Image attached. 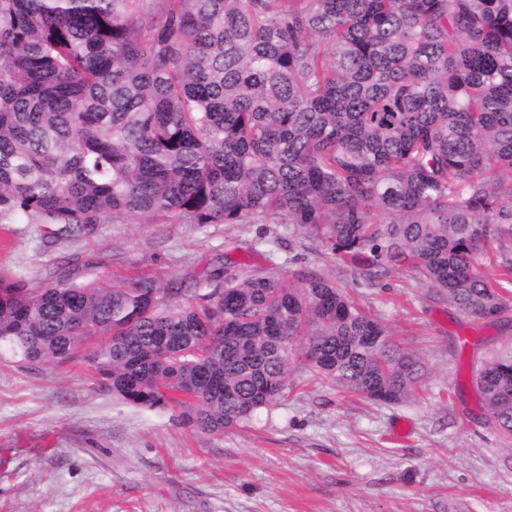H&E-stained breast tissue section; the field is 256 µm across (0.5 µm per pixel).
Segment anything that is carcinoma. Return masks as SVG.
<instances>
[{
    "label": "carcinoma",
    "mask_w": 512,
    "mask_h": 512,
    "mask_svg": "<svg viewBox=\"0 0 512 512\" xmlns=\"http://www.w3.org/2000/svg\"><path fill=\"white\" fill-rule=\"evenodd\" d=\"M295 224L416 272L469 320L512 309V0H0V224ZM193 283L0 276V359L82 355L100 387L222 435L292 368L383 404L424 364L320 272L253 246ZM500 273L489 276L483 265ZM512 439V341L471 369Z\"/></svg>",
    "instance_id": "1"
}]
</instances>
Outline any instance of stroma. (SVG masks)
Returning <instances> with one entry per match:
<instances>
[{
	"mask_svg": "<svg viewBox=\"0 0 512 512\" xmlns=\"http://www.w3.org/2000/svg\"><path fill=\"white\" fill-rule=\"evenodd\" d=\"M334 280L425 363L414 395L373 404L299 369L287 396L224 435L176 412L123 404L82 360L38 372L0 363V512H512V445L489 421L470 367L512 327L462 318L395 269L370 280L291 224H101L54 240L0 230V273L120 285L194 280L217 258Z\"/></svg>",
	"mask_w": 512,
	"mask_h": 512,
	"instance_id": "35a3bbf8",
	"label": "stroma"
}]
</instances>
